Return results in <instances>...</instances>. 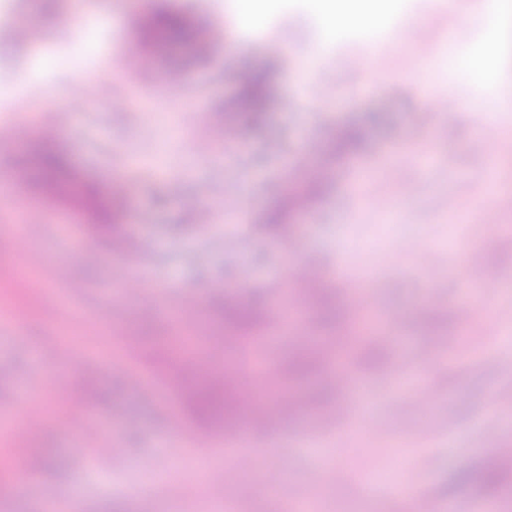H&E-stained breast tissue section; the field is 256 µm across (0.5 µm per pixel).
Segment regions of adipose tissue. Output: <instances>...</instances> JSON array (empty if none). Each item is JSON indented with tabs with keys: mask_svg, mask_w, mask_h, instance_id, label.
Segmentation results:
<instances>
[{
	"mask_svg": "<svg viewBox=\"0 0 512 512\" xmlns=\"http://www.w3.org/2000/svg\"><path fill=\"white\" fill-rule=\"evenodd\" d=\"M321 18L323 38L315 57L335 47L342 31L350 26L384 29L389 14L381 0H313ZM512 15V0H490L483 14L487 28V45L478 50L466 63L472 76V93L463 100V107L493 103L496 112L512 114V90L502 82L501 57L506 48L503 20Z\"/></svg>",
	"mask_w": 512,
	"mask_h": 512,
	"instance_id": "1",
	"label": "adipose tissue"
}]
</instances>
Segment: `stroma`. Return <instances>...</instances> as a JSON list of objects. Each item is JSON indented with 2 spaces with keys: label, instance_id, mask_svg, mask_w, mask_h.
Listing matches in <instances>:
<instances>
[{
  "label": "stroma",
  "instance_id": "stroma-1",
  "mask_svg": "<svg viewBox=\"0 0 512 512\" xmlns=\"http://www.w3.org/2000/svg\"><path fill=\"white\" fill-rule=\"evenodd\" d=\"M183 2L203 26L223 28V43L203 53L189 42L156 50V68L138 74L121 65L137 0H5L0 12L40 35L34 46L0 41V121L34 138L52 124L58 150L80 172L120 191L123 232L150 244L122 255L69 208L31 209V191L20 185L28 148L0 140V512H38L36 500L18 498L24 472L34 491L68 502L67 512H221L202 477L223 474L222 451L235 442L216 430L206 444L177 443V430L191 434L195 425L172 369L186 358L209 364L207 336L226 301L262 318L248 337L224 345L225 362L241 370L287 360L294 333L328 335L312 313L281 318L295 293L289 271L307 261L323 267L334 305L367 293L354 319L363 328L359 347L379 345L386 360L356 370L355 393L333 397L348 426L308 414L255 436L257 457L278 467L284 489L303 488L324 510L337 501L350 512H413L411 498L396 491L405 484L438 512H512V497L482 486L491 444H512V409L491 405L512 396V351L499 342L512 326V206L497 215L494 244H484L481 221L491 163L500 167L502 198L512 199V123L494 119L487 105L445 118L436 107L471 92L467 73L448 60L483 42L486 0H393L398 36L348 30L312 73L322 85L317 100L300 76L322 33L310 0H274L242 58L233 50V0ZM78 4L92 17L112 13L89 47L70 34ZM430 17L427 48L411 47L402 30ZM462 19L470 42L449 41ZM37 49L48 68H36ZM275 49L281 62L263 122L240 127L235 139L214 131L218 113L239 112L245 76ZM344 56L357 65L343 66ZM400 57L426 67V83L400 77ZM170 75L182 79L184 95L169 92ZM76 94L85 101L78 112L68 104ZM187 101L196 117L183 112ZM349 127L361 131L358 152H334ZM490 139L500 144L492 154ZM203 140L213 141L211 156L197 155ZM418 149L431 151V171L414 158ZM230 150L227 167L219 156ZM238 180L247 196L235 202L223 191ZM312 180L324 193L298 221L297 253L260 225L285 190ZM374 183L377 202L369 199ZM406 184L413 195L403 194ZM201 205L209 209L203 226L195 222ZM470 251L500 273L477 305L456 271ZM142 275L148 289L121 293L125 279ZM133 333L148 339L135 353L123 348ZM117 363L125 380L112 377ZM90 385L98 393L90 416L70 425L69 395ZM425 387L434 399L422 408L413 396ZM36 398L41 418L14 432ZM491 424L498 431L490 441ZM96 448L111 454L93 456ZM387 459L391 482H367ZM283 491L256 485L236 498L235 512H286Z\"/></svg>",
  "mask_w": 512,
  "mask_h": 512
}]
</instances>
